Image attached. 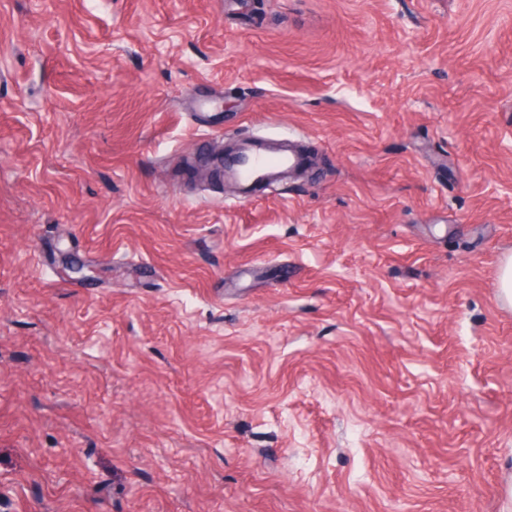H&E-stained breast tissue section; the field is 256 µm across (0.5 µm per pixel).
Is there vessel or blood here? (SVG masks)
I'll use <instances>...</instances> for the list:
<instances>
[{"mask_svg":"<svg viewBox=\"0 0 512 512\" xmlns=\"http://www.w3.org/2000/svg\"><path fill=\"white\" fill-rule=\"evenodd\" d=\"M302 164V156L290 142H280L272 150L265 140L254 138L243 144L241 153L225 159L224 176L239 186L241 201L251 202L259 191L274 193L284 174Z\"/></svg>","mask_w":512,"mask_h":512,"instance_id":"1","label":"vessel or blood"}]
</instances>
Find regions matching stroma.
<instances>
[{
	"instance_id": "obj_1",
	"label": "stroma",
	"mask_w": 512,
	"mask_h": 512,
	"mask_svg": "<svg viewBox=\"0 0 512 512\" xmlns=\"http://www.w3.org/2000/svg\"><path fill=\"white\" fill-rule=\"evenodd\" d=\"M509 253L512 0H0V512H501ZM267 141L253 138L242 145L241 154L224 158V178L235 182L241 192L240 202H251L276 191L283 175L303 164L302 156L290 141L277 143L276 150L267 147ZM263 189L267 193L258 195ZM499 298L505 305H512V256L508 254L502 261L498 273Z\"/></svg>"
}]
</instances>
